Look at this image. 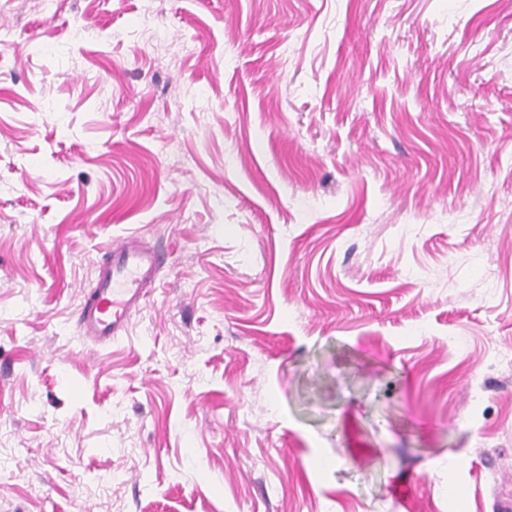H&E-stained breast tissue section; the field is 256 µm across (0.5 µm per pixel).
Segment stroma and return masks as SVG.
Wrapping results in <instances>:
<instances>
[{"mask_svg": "<svg viewBox=\"0 0 512 512\" xmlns=\"http://www.w3.org/2000/svg\"><path fill=\"white\" fill-rule=\"evenodd\" d=\"M1 29L0 512H512V0ZM131 233L165 265L95 346ZM104 256L95 269V285L77 316L81 335L97 345L126 331L163 264V256L138 235L113 240Z\"/></svg>", "mask_w": 512, "mask_h": 512, "instance_id": "obj_1", "label": "stroma"}]
</instances>
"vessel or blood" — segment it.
Instances as JSON below:
<instances>
[{
	"mask_svg": "<svg viewBox=\"0 0 512 512\" xmlns=\"http://www.w3.org/2000/svg\"><path fill=\"white\" fill-rule=\"evenodd\" d=\"M162 263V255L140 236L113 240L95 269V285L79 309L77 325L82 336L101 345L124 333Z\"/></svg>",
	"mask_w": 512,
	"mask_h": 512,
	"instance_id": "b4317fda",
	"label": "vessel or blood"
}]
</instances>
